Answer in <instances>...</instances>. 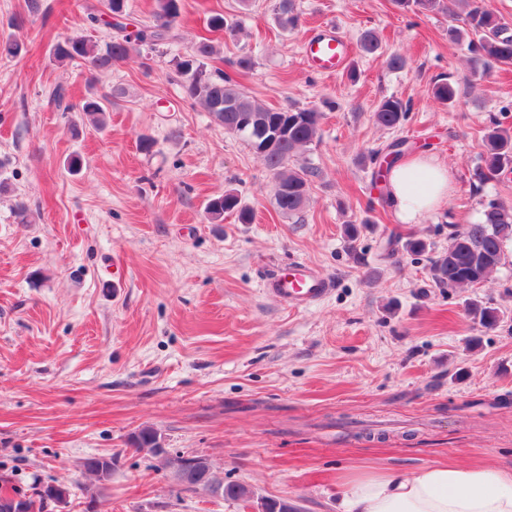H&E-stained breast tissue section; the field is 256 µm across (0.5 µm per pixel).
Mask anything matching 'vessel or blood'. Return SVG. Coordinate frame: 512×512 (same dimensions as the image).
I'll return each instance as SVG.
<instances>
[{
  "label": "vessel or blood",
  "mask_w": 512,
  "mask_h": 512,
  "mask_svg": "<svg viewBox=\"0 0 512 512\" xmlns=\"http://www.w3.org/2000/svg\"><path fill=\"white\" fill-rule=\"evenodd\" d=\"M352 53V43L329 24L313 32L303 44L307 66L321 75L340 72ZM262 286L265 294L281 304L309 307L327 298L335 282L316 266L303 260H294L266 273Z\"/></svg>",
  "instance_id": "1"
}]
</instances>
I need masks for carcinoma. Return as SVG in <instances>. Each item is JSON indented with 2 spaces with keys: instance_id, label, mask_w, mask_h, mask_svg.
<instances>
[{
  "instance_id": "cac0c4a2",
  "label": "carcinoma",
  "mask_w": 512,
  "mask_h": 512,
  "mask_svg": "<svg viewBox=\"0 0 512 512\" xmlns=\"http://www.w3.org/2000/svg\"><path fill=\"white\" fill-rule=\"evenodd\" d=\"M448 6H460L464 13L463 26L448 27V40L468 41L473 53V68L488 69L496 64L512 63V34L502 23L486 0H448ZM274 11L279 26L292 32L299 24L295 0H275ZM128 12V0H104L102 15L106 25L115 29L116 35L98 47L97 42L84 35H77L57 42L52 56L59 62L85 60L94 71H104L112 65L126 61L131 45L145 46L153 52L173 39V30L181 15V0H157V10L150 23L128 33L122 19ZM381 41L373 30L362 33L359 51L364 56L377 53ZM214 53V46L204 38L191 52L173 59L176 72L182 78L185 97L203 109L224 126V130L240 137L261 154L266 168L274 179V200L278 210L296 215L310 198L312 178L316 171L307 166H290L302 151L317 139L321 113L315 109L278 108L263 106L249 97L239 86L236 75L250 71L255 62L243 55L229 61L230 71L217 74L208 71L207 61ZM433 98L442 105L455 101L457 88L450 81L436 84ZM108 98L87 97L79 111L100 120L106 112ZM409 107L402 99L383 98L374 112L378 125L389 130L397 129L407 120ZM485 150L481 163L474 170L479 184L496 181L512 171V131L496 124L484 136ZM235 213L242 224L250 222L249 212L240 206L238 196L232 192L211 198L206 205L210 222L224 220V214ZM512 244V204L491 201L484 206L480 220L453 229L448 234V248L431 258L430 274L433 281L443 288H465L490 279L506 263V248ZM470 313L484 327H491L498 320L497 311L474 301ZM136 451L154 454L157 448L153 434L142 430L133 437ZM204 488L219 493L224 498L238 501L249 495L240 484H223L209 477ZM23 498L26 512H44L43 500L19 490L0 494L5 498Z\"/></svg>"
}]
</instances>
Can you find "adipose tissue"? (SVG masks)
I'll return each mask as SVG.
<instances>
[{"label":"adipose tissue","mask_w":512,"mask_h":512,"mask_svg":"<svg viewBox=\"0 0 512 512\" xmlns=\"http://www.w3.org/2000/svg\"><path fill=\"white\" fill-rule=\"evenodd\" d=\"M400 222L420 223L454 189V175L437 157L416 154L384 172ZM343 512H512V473L488 464H430L407 473L370 471L345 477Z\"/></svg>","instance_id":"ef3b65f1"}]
</instances>
